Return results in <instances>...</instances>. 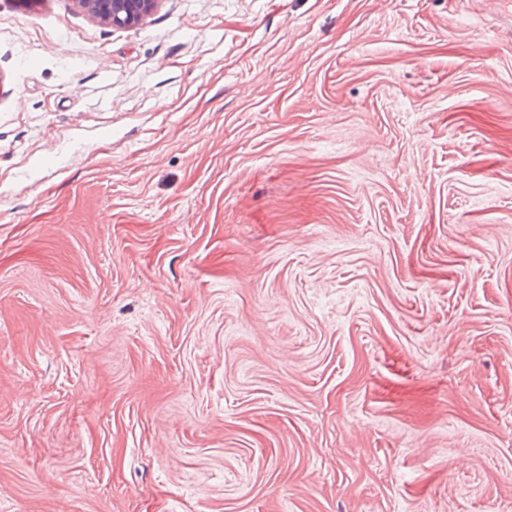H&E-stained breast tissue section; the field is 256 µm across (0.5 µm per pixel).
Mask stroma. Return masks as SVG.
Listing matches in <instances>:
<instances>
[{"mask_svg": "<svg viewBox=\"0 0 512 512\" xmlns=\"http://www.w3.org/2000/svg\"><path fill=\"white\" fill-rule=\"evenodd\" d=\"M0 512H512V0H0ZM100 20L113 27H126L140 21L158 0H78Z\"/></svg>", "mask_w": 512, "mask_h": 512, "instance_id": "1", "label": "stroma"}]
</instances>
